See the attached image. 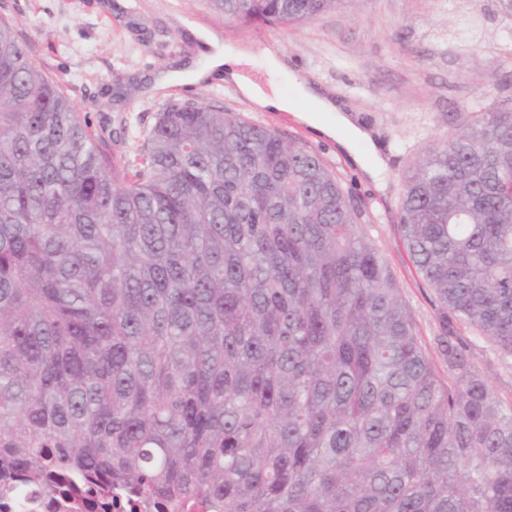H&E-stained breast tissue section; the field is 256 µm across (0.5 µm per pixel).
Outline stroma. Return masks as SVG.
I'll use <instances>...</instances> for the list:
<instances>
[{"label":"stroma","instance_id":"stroma-1","mask_svg":"<svg viewBox=\"0 0 512 512\" xmlns=\"http://www.w3.org/2000/svg\"><path fill=\"white\" fill-rule=\"evenodd\" d=\"M0 17L18 21L32 59L61 80L80 112L105 128L112 153L137 155L168 103L224 107L318 151L340 179L358 222L387 260L425 342L438 331L434 292L413 264L400 231L404 177L430 148L479 111L480 79L492 75L498 103L512 105V59L500 57L504 23L496 0H355L297 27L228 22L208 0H0ZM247 46L244 73L267 79L265 50L288 68L277 88L298 81L325 90L381 145L380 182L335 140L290 112L258 110L235 84H195L176 73L203 66L207 39ZM461 335L504 405L512 404V362L468 328Z\"/></svg>","mask_w":512,"mask_h":512}]
</instances>
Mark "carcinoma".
Masks as SVG:
<instances>
[{"mask_svg": "<svg viewBox=\"0 0 512 512\" xmlns=\"http://www.w3.org/2000/svg\"><path fill=\"white\" fill-rule=\"evenodd\" d=\"M300 27L352 0H209ZM440 372L336 174L221 106L115 156L0 18V492L76 477L164 512H512V109L405 177ZM459 333L470 345L473 359L488 379L495 395L505 405L512 404V362L502 363L491 344L474 331L457 325Z\"/></svg>", "mask_w": 512, "mask_h": 512, "instance_id": "1", "label": "carcinoma"}]
</instances>
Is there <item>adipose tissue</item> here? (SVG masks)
Here are the masks:
<instances>
[{"instance_id": "1", "label": "adipose tissue", "mask_w": 512, "mask_h": 512, "mask_svg": "<svg viewBox=\"0 0 512 512\" xmlns=\"http://www.w3.org/2000/svg\"><path fill=\"white\" fill-rule=\"evenodd\" d=\"M249 57L250 53L245 49L214 48L208 56L206 68L192 70L189 80L195 83L213 75L223 76L225 81L235 83L240 92L258 108L295 113L301 121L315 127L322 135L337 140L346 149L363 144L365 150L357 160L372 179H379L384 163L376 144L370 133L343 111L340 103L304 82L295 83L292 97L281 96L276 85L286 68L271 52L266 55L268 84L260 86L241 71Z\"/></svg>"}]
</instances>
